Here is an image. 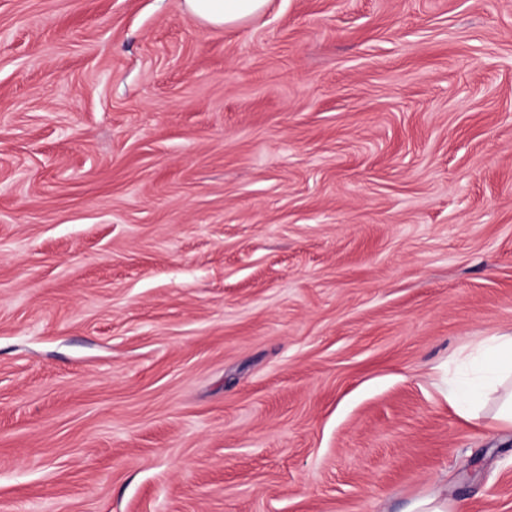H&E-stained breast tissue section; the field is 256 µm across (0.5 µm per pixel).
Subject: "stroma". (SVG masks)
Segmentation results:
<instances>
[{
  "label": "stroma",
  "instance_id": "stroma-1",
  "mask_svg": "<svg viewBox=\"0 0 512 512\" xmlns=\"http://www.w3.org/2000/svg\"><path fill=\"white\" fill-rule=\"evenodd\" d=\"M507 333L512 0H0V512H512ZM268 0H184L185 12L198 22L224 28L263 11ZM442 394L461 417L479 419L491 406L492 419L512 429V333L485 339L471 363V376L447 381ZM403 512H458L456 504L450 503L448 487L440 482L433 483L416 498Z\"/></svg>",
  "mask_w": 512,
  "mask_h": 512
}]
</instances>
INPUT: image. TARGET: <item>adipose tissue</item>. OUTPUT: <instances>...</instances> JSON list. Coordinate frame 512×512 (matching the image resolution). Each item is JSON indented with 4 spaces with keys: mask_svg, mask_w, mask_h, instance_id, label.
Instances as JSON below:
<instances>
[{
    "mask_svg": "<svg viewBox=\"0 0 512 512\" xmlns=\"http://www.w3.org/2000/svg\"><path fill=\"white\" fill-rule=\"evenodd\" d=\"M267 2L183 0V7L198 22L221 28L259 14ZM442 394L461 417L477 419L489 408L499 426L512 429V333L485 339L471 363L470 377L447 383Z\"/></svg>",
    "mask_w": 512,
    "mask_h": 512,
    "instance_id": "ef3b65f1",
    "label": "adipose tissue"
}]
</instances>
